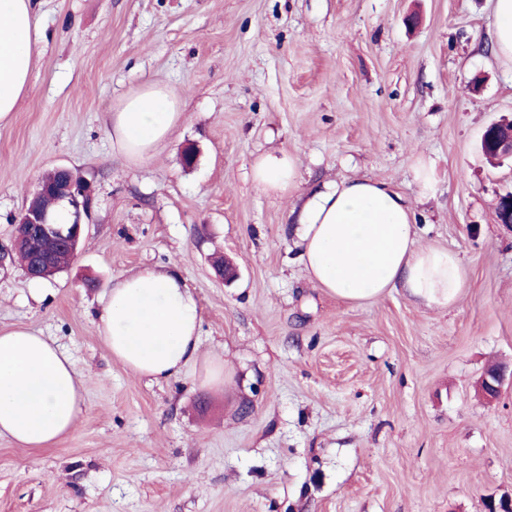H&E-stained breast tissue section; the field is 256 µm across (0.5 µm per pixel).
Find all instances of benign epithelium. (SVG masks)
Listing matches in <instances>:
<instances>
[{
  "mask_svg": "<svg viewBox=\"0 0 512 512\" xmlns=\"http://www.w3.org/2000/svg\"><path fill=\"white\" fill-rule=\"evenodd\" d=\"M482 154L490 160L512 159V122H494L483 131L480 139ZM57 178L39 183L32 197L16 219L13 239H33L43 235L67 242L74 247L87 226L92 205L90 185L68 167L58 166ZM51 196L63 205L70 214V221L61 224L50 219L41 205V198ZM497 220L512 229V192L498 197ZM507 374L505 367L485 372L476 384V389L487 400L497 399L502 391Z\"/></svg>",
  "mask_w": 512,
  "mask_h": 512,
  "instance_id": "7a95c632",
  "label": "benign epithelium"
}]
</instances>
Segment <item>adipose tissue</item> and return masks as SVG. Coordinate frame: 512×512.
Returning a JSON list of instances; mask_svg holds the SVG:
<instances>
[{
	"label": "adipose tissue",
	"instance_id": "1",
	"mask_svg": "<svg viewBox=\"0 0 512 512\" xmlns=\"http://www.w3.org/2000/svg\"><path fill=\"white\" fill-rule=\"evenodd\" d=\"M41 40L38 0H0V123L28 87ZM182 118L169 90L145 85L110 114L112 143L129 160L150 158ZM252 180L263 191L293 193L299 166L285 151L259 155ZM297 230L308 279L347 302L401 288L430 308L456 304L466 286L458 253L421 245L407 199L384 181H332L305 199ZM201 308L185 280L151 266L119 278L102 300L98 332L114 359L155 382L188 375L201 362ZM82 377L51 341L18 327L0 333V437L37 450L75 427Z\"/></svg>",
	"mask_w": 512,
	"mask_h": 512
}]
</instances>
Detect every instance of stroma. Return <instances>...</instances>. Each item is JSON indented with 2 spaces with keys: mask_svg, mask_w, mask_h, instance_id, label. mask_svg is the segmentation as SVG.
<instances>
[{
  "mask_svg": "<svg viewBox=\"0 0 512 512\" xmlns=\"http://www.w3.org/2000/svg\"><path fill=\"white\" fill-rule=\"evenodd\" d=\"M45 39L0 124V245L38 179L66 166L93 187L64 272L0 268V331L25 327L82 375L73 431L32 451L0 438V512H485L512 491V230L494 206L512 160L478 140L512 116L492 0H40ZM168 87L183 120L150 160L112 144L109 116ZM198 150L185 168L186 147ZM302 188L369 176L457 252L468 286L447 309L394 290L366 303L314 287L297 259L299 205L254 185L267 151ZM433 162V194L409 169ZM224 255L240 277L224 285ZM143 265L197 295L204 357L224 380L151 383L100 337L114 281ZM507 379V370L504 366L484 372L476 384V389L487 400L497 399L502 386Z\"/></svg>",
  "mask_w": 512,
  "mask_h": 512,
  "instance_id": "obj_1",
  "label": "stroma"
}]
</instances>
